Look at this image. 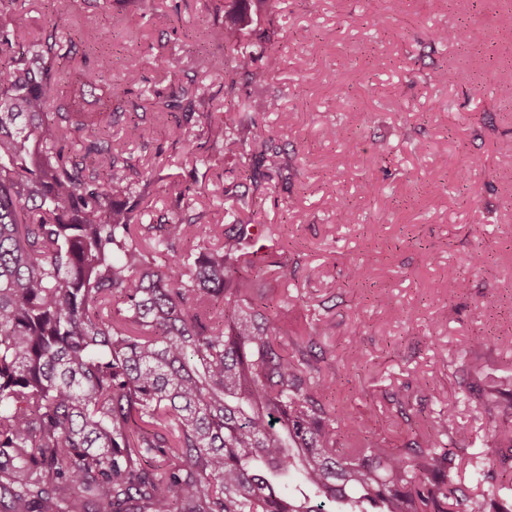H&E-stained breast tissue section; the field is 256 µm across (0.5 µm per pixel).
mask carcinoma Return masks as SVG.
I'll return each instance as SVG.
<instances>
[{"label": "carcinoma", "mask_w": 512, "mask_h": 512, "mask_svg": "<svg viewBox=\"0 0 512 512\" xmlns=\"http://www.w3.org/2000/svg\"><path fill=\"white\" fill-rule=\"evenodd\" d=\"M224 5V31L250 22L249 2ZM0 0V512H486L454 482L457 455L443 442L452 410L406 448L361 435L329 395L336 370L306 347L280 342L264 313L265 262L245 244V194L213 243L193 203L178 197L164 224L142 202L161 178L126 157L65 106L106 80L56 27L21 46ZM279 65L273 35L233 45L211 68L234 93L255 64ZM165 113L204 100L197 87L149 96ZM208 138L238 166L255 151L286 164L263 123L203 115ZM140 170L141 187L128 178ZM199 240L192 251L183 243ZM348 282L367 280L361 261ZM502 472L512 469V424L492 429ZM294 473L300 495L281 480Z\"/></svg>", "instance_id": "obj_1"}]
</instances>
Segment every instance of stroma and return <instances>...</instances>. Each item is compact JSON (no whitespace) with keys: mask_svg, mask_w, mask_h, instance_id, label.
<instances>
[{"mask_svg":"<svg viewBox=\"0 0 512 512\" xmlns=\"http://www.w3.org/2000/svg\"><path fill=\"white\" fill-rule=\"evenodd\" d=\"M219 2L147 0L142 10L109 0L101 16L108 41L82 38L76 53L110 81L75 98L74 108L90 113L114 148L161 168L170 188L152 197L155 215L182 192L220 225L234 196L252 193V222L278 227L271 253L295 270L285 282L266 270L271 307L298 342L319 320L315 352L338 367L333 404L392 448L424 437L452 410L446 444L461 459L457 481L488 499L511 498V480L477 484L472 463L493 454L490 420H512L511 408L490 399L512 384V97L502 92L512 84V0H276L227 36L213 24ZM87 8L86 0H18L10 19L30 42L49 23L73 35ZM452 27L477 28L480 39L436 40ZM272 30L279 66L241 82L234 101L265 121L288 168L254 183L204 136L196 144L210 164L192 167L178 132L200 131L198 115L155 113L147 95L193 84L223 118L229 102L209 58ZM132 55L143 80L113 97ZM441 69L452 74L444 86L431 79ZM135 124L141 135L129 134ZM214 180L226 190L219 203L202 195ZM373 182L379 192H370ZM342 205L352 223H340ZM476 250L482 262L468 267ZM353 260L368 263L367 283L348 284ZM452 267L465 285L451 293ZM478 335L486 338L480 348ZM474 357L477 375L464 366ZM456 429L465 442H456Z\"/></svg>","mask_w":512,"mask_h":512,"instance_id":"35a3bbf8","label":"stroma"}]
</instances>
